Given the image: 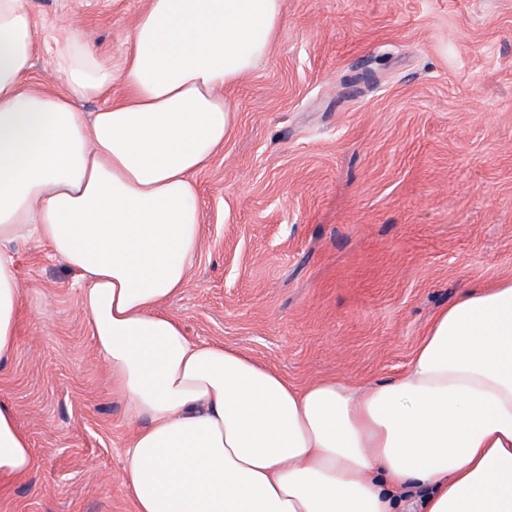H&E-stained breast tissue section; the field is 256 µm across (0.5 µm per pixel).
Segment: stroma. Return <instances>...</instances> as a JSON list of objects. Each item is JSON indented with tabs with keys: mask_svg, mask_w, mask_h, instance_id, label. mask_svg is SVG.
Listing matches in <instances>:
<instances>
[{
	"mask_svg": "<svg viewBox=\"0 0 512 512\" xmlns=\"http://www.w3.org/2000/svg\"><path fill=\"white\" fill-rule=\"evenodd\" d=\"M146 0H29L33 82L80 33L117 52ZM237 125L196 180L200 252L165 305L195 341L289 383L389 381L434 315L512 277V0H284L265 59L230 91ZM25 286L0 405L34 455L0 512H135V424L112 392L67 263L14 248Z\"/></svg>",
	"mask_w": 512,
	"mask_h": 512,
	"instance_id": "1",
	"label": "stroma"
}]
</instances>
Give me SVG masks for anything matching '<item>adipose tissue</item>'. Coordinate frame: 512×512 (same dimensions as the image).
Returning <instances> with one entry per match:
<instances>
[{"mask_svg": "<svg viewBox=\"0 0 512 512\" xmlns=\"http://www.w3.org/2000/svg\"><path fill=\"white\" fill-rule=\"evenodd\" d=\"M282 11L146 0L119 60L76 33L55 42L57 93L27 81L29 0H0V361L24 294L9 246L34 238L75 270L137 423L122 474L136 512H512V278L469 288L403 374L368 386L290 385L163 309L200 249L195 177L235 127L227 91L268 54ZM33 464L0 406V482Z\"/></svg>", "mask_w": 512, "mask_h": 512, "instance_id": "1", "label": "adipose tissue"}]
</instances>
